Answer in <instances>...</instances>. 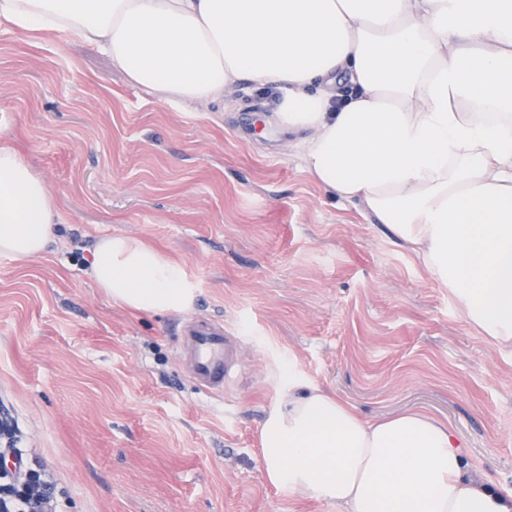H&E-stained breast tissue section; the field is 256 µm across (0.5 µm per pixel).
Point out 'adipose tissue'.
<instances>
[{
    "label": "adipose tissue",
    "instance_id": "ef3b65f1",
    "mask_svg": "<svg viewBox=\"0 0 512 512\" xmlns=\"http://www.w3.org/2000/svg\"><path fill=\"white\" fill-rule=\"evenodd\" d=\"M1 24L90 45L174 106L274 88L309 178L386 225L486 342L512 346V0H0ZM59 222L45 180L0 143V254L42 255ZM88 274L134 310L195 303L183 266L130 238L101 239ZM260 437L272 485L341 512H512L420 411L369 421L292 379Z\"/></svg>",
    "mask_w": 512,
    "mask_h": 512
}]
</instances>
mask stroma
I'll return each instance as SVG.
<instances>
[{
  "label": "stroma",
  "instance_id": "stroma-1",
  "mask_svg": "<svg viewBox=\"0 0 512 512\" xmlns=\"http://www.w3.org/2000/svg\"><path fill=\"white\" fill-rule=\"evenodd\" d=\"M259 91L173 106L89 46L0 26V142L60 215L42 256L0 254V419L47 462L57 512H337L265 478L261 427L291 376L369 420L435 417L512 492V347L484 342L384 225L308 179ZM111 235L181 264L194 307L112 303L87 273ZM193 317L243 340L222 396L177 357Z\"/></svg>",
  "mask_w": 512,
  "mask_h": 512
}]
</instances>
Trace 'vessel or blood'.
Returning <instances> with one entry per match:
<instances>
[{"instance_id": "obj_1", "label": "vessel or blood", "mask_w": 512, "mask_h": 512, "mask_svg": "<svg viewBox=\"0 0 512 512\" xmlns=\"http://www.w3.org/2000/svg\"><path fill=\"white\" fill-rule=\"evenodd\" d=\"M241 339L223 322L195 318L178 331V353L191 378L201 388L223 393L240 370Z\"/></svg>"}]
</instances>
